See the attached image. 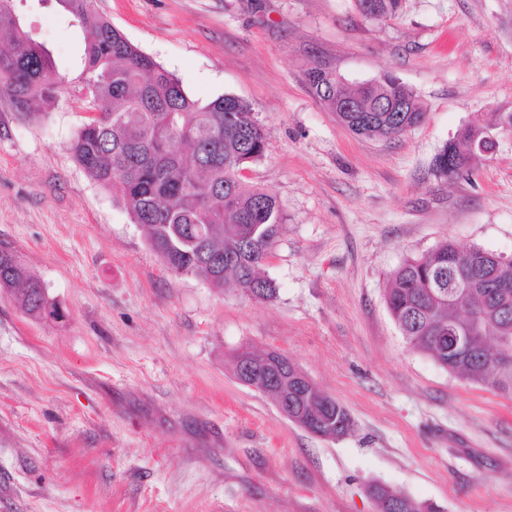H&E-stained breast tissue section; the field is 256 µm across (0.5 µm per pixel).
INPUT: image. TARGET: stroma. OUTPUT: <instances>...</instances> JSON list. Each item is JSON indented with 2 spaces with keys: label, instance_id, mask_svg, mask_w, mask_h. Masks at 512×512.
<instances>
[{
  "label": "stroma",
  "instance_id": "1",
  "mask_svg": "<svg viewBox=\"0 0 512 512\" xmlns=\"http://www.w3.org/2000/svg\"><path fill=\"white\" fill-rule=\"evenodd\" d=\"M15 5L60 90L37 117L0 90V248L63 316L0 289V512H375L372 481L441 512H512V397L411 348L385 302L393 271L442 242L512 257V0H403L383 20L354 0H95L189 97H240L262 124L245 180L286 217L270 300L172 274L87 177L71 150L85 35L56 0ZM315 66L396 76L424 122L352 134L312 95ZM464 127L495 150L436 176ZM242 347L288 357L352 431L289 421L237 379Z\"/></svg>",
  "mask_w": 512,
  "mask_h": 512
}]
</instances>
